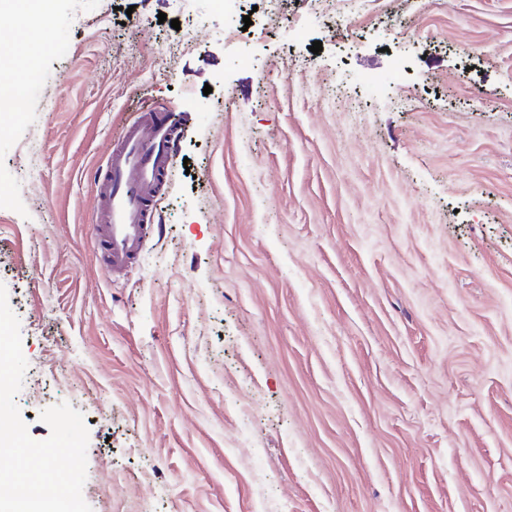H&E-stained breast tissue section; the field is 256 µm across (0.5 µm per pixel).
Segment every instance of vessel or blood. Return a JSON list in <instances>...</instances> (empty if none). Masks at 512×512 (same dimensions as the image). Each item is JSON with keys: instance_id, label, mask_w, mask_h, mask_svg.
<instances>
[{"instance_id": "b4317fda", "label": "vessel or blood", "mask_w": 512, "mask_h": 512, "mask_svg": "<svg viewBox=\"0 0 512 512\" xmlns=\"http://www.w3.org/2000/svg\"><path fill=\"white\" fill-rule=\"evenodd\" d=\"M177 124L175 106L139 110L96 178L101 200L94 227L104 244L107 268L125 269L141 251L154 221L156 191L166 178Z\"/></svg>"}]
</instances>
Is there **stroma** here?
Returning <instances> with one entry per match:
<instances>
[{"mask_svg":"<svg viewBox=\"0 0 512 512\" xmlns=\"http://www.w3.org/2000/svg\"><path fill=\"white\" fill-rule=\"evenodd\" d=\"M241 11L47 0L31 31L0 112L30 437L83 414L92 512H512V0ZM153 104L183 114L161 229L112 273L88 174Z\"/></svg>","mask_w":512,"mask_h":512,"instance_id":"obj_1","label":"stroma"}]
</instances>
